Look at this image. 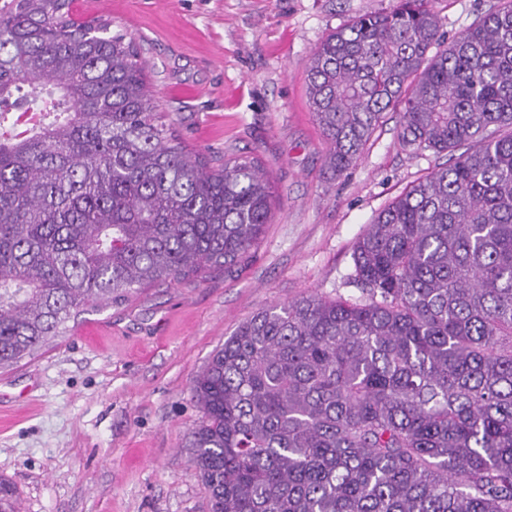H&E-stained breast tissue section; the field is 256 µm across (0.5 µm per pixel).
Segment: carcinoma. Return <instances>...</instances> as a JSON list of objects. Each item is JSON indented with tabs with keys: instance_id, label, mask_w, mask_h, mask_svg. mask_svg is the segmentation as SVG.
<instances>
[{
	"instance_id": "1",
	"label": "carcinoma",
	"mask_w": 512,
	"mask_h": 512,
	"mask_svg": "<svg viewBox=\"0 0 512 512\" xmlns=\"http://www.w3.org/2000/svg\"><path fill=\"white\" fill-rule=\"evenodd\" d=\"M343 174L389 112L445 156L356 242L361 296L263 309L191 385L210 512H512V0L449 42L424 0L359 16L308 66ZM0 369L141 289L232 266L270 223L257 159L192 152L132 41L68 0L0 6ZM0 479V512H16Z\"/></svg>"
}]
</instances>
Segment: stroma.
I'll list each match as a JSON object with an SVG mask.
<instances>
[{"mask_svg": "<svg viewBox=\"0 0 512 512\" xmlns=\"http://www.w3.org/2000/svg\"><path fill=\"white\" fill-rule=\"evenodd\" d=\"M502 0H427L445 39ZM398 0H70L111 22L146 66L150 94L196 150L256 156L272 219L235 265L147 288L82 315L69 335L0 371V478L20 512H208L186 438L191 382L260 310L315 294L359 297L353 248L376 215L440 159L416 153L387 113L343 176L308 105L313 51Z\"/></svg>", "mask_w": 512, "mask_h": 512, "instance_id": "1", "label": "stroma"}]
</instances>
